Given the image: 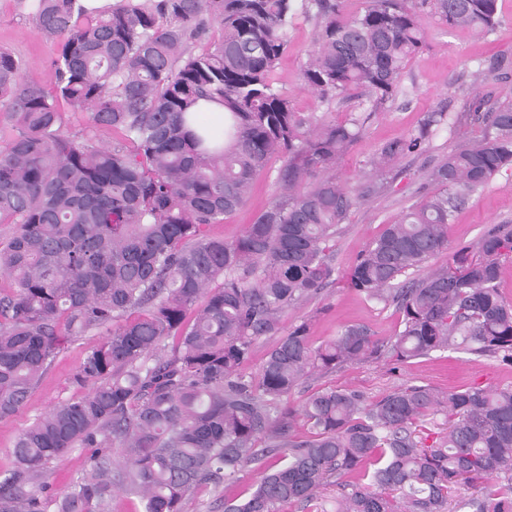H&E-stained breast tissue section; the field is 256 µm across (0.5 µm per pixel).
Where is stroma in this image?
<instances>
[{
  "label": "stroma",
  "mask_w": 512,
  "mask_h": 512,
  "mask_svg": "<svg viewBox=\"0 0 512 512\" xmlns=\"http://www.w3.org/2000/svg\"><path fill=\"white\" fill-rule=\"evenodd\" d=\"M503 23L496 35L488 38L473 32L441 25L431 15H424L422 25L425 46L408 63L402 76L403 95L385 108L371 113L363 136L354 143L336 168L337 179L347 186L360 187L372 174L369 160L385 142L401 138L414 130L425 112L447 106L452 115H462L464 103L480 95L487 103L512 100V77L495 83L474 84L472 74L489 57L512 55V0H499ZM316 35L313 21L297 16L288 29V51L276 70L278 87L286 92L295 111H326L314 94L302 88V64ZM0 51L11 54L23 73L45 88H52L49 60L55 52L52 43L40 39L33 21L19 0H0ZM464 128L441 131L424 151L396 160L391 180L385 190L352 210L341 224L330 252L336 279L316 296L290 308L283 316L284 327L308 323L314 343L336 336L344 326H368L376 335L390 336L400 328L401 316L395 305L371 301L353 290L346 273L366 245L386 225L398 220L408 207L427 192L425 174L463 139ZM281 159H272L258 177L246 204L224 223L212 225L213 235L231 240L238 237L254 215L277 195V170ZM495 224L512 225V168L499 172L487 188L455 213L448 230L450 246L476 248L483 233ZM101 333L68 345L57 357L52 369L41 379L25 407L17 414L0 419V472L9 468L8 451L16 437L35 418L59 403L85 395L74 383L86 349L101 341ZM410 384H428L442 390L467 387L497 388L512 385V366L497 359L461 351L435 352L407 364L386 359L345 366L327 375H313L292 392L291 404L302 405L318 389L347 388L358 391L367 400H375L394 389ZM281 463L279 453L269 454L260 464L247 468L238 478L225 482L220 489H198L184 504V512H224L228 501H240L250 495L263 475Z\"/></svg>",
  "instance_id": "35a3bbf8"
}]
</instances>
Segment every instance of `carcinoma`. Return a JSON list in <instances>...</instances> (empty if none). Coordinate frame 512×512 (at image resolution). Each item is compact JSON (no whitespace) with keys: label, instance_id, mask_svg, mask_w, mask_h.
I'll return each instance as SVG.
<instances>
[{"label":"carcinoma","instance_id":"cac0c4a2","mask_svg":"<svg viewBox=\"0 0 512 512\" xmlns=\"http://www.w3.org/2000/svg\"><path fill=\"white\" fill-rule=\"evenodd\" d=\"M36 34L55 46V93L0 52V419L17 414L71 343L94 332L75 382L90 393L35 419L0 474V512H111L120 486L143 512H183L186 498L271 452L285 463L224 512H280L314 504L336 479V512H512V386L441 392L411 384L369 402L318 389L287 405L314 372L436 351L492 354L512 364V303L499 292L512 228H489L479 255L448 251L454 214L512 166V101L469 103L475 139L428 172L435 191L363 250L351 288L393 303L401 329L380 338L349 325L316 346L288 308L334 281L327 251L340 224L379 193L390 164L454 127L447 109L424 113L371 160L381 182L361 192L333 171L367 115L393 101L424 47L422 11L488 37L499 0H114L93 14L81 0H22ZM315 23L304 87L332 105L356 91L338 120L294 111L274 85L298 14ZM220 27L209 34L208 22ZM504 56L477 78L503 79ZM217 100L224 119L198 107ZM111 128L110 146L67 131L61 104ZM196 130H191L189 125ZM284 158L278 195L227 241L210 234L246 202L268 162ZM446 251L448 264L402 279ZM277 341L246 374L259 340ZM445 428L427 445L423 428ZM90 466L58 499L48 464L74 449ZM117 449L120 458L112 456Z\"/></svg>","mask_w":512,"mask_h":512}]
</instances>
